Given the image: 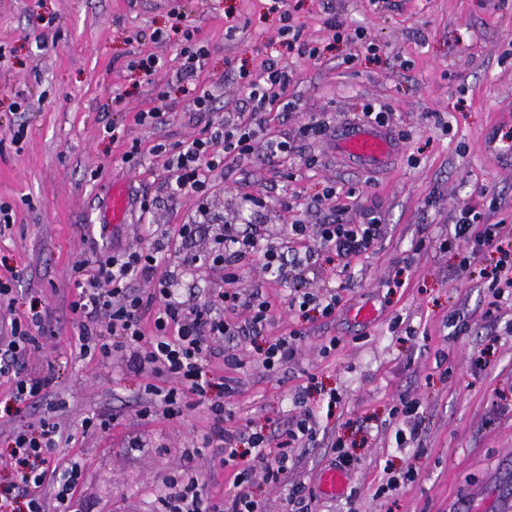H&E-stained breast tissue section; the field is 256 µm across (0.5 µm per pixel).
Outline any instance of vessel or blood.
<instances>
[{"label": "vessel or blood", "instance_id": "obj_1", "mask_svg": "<svg viewBox=\"0 0 512 512\" xmlns=\"http://www.w3.org/2000/svg\"><path fill=\"white\" fill-rule=\"evenodd\" d=\"M400 146L386 129L350 125L336 137V153L356 167H383L398 155ZM129 200L123 188H113L108 205V220L115 224L126 221Z\"/></svg>", "mask_w": 512, "mask_h": 512}]
</instances>
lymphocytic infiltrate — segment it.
Wrapping results in <instances>:
<instances>
[{
	"label": "lymphocytic infiltrate",
	"instance_id": "f902f5d3",
	"mask_svg": "<svg viewBox=\"0 0 512 512\" xmlns=\"http://www.w3.org/2000/svg\"><path fill=\"white\" fill-rule=\"evenodd\" d=\"M263 142L272 155L288 152L287 142L259 137V125L252 120L227 119L208 126L203 136L174 147L158 144L152 151L167 154L168 165L175 174V195L203 198L209 174L223 163L225 155L249 154L256 142ZM455 236L466 246L469 255L487 250L503 252L512 243V226L487 224L480 211L463 210L454 227ZM315 234L317 247L306 248L285 259L280 247L262 245L260 225L238 231L228 224L215 238L213 259L224 266V287L202 300L180 299L169 277H156V255L161 244L139 250L115 251L97 255L93 269L77 263V293L70 304L77 315L81 351L102 357L121 356L127 367L154 375H165L177 382L176 388L161 394L160 402L167 416L182 415L181 394L195 397L206 405L219 444L220 463L233 469V489L224 499L205 495L199 487L198 471L193 462L200 449L189 451L182 466V479L170 486L160 498L164 512H264V505L251 491L256 475L276 486L289 485L291 512H307L315 491L304 483H289L288 476L298 464L297 450L315 441L316 422L296 399L299 411L279 439L250 426L234 425L223 398H211L214 373L209 368L214 343L224 337L239 335L248 329L260 333L270 319L272 305L261 293H243L238 286L236 261L259 256L264 270L274 279L283 280L289 270L298 271L314 265L320 256L347 260L369 251L381 236L376 219L359 224H320L316 229L295 221L288 228V239L297 243ZM154 280L149 292L132 288L133 280ZM244 322H236V315ZM46 314L34 310L21 319H12L5 347L0 350V376L8 377L16 404L43 399L52 382L48 373H29L26 355L37 350V329L43 328ZM62 433L58 423L42 420L37 428L19 431L13 439L11 456L20 468L16 491L0 500V512H47L41 492L52 483L57 512H69V502L83 468L71 461L57 468L55 459Z\"/></svg>",
	"mask_w": 512,
	"mask_h": 512
}]
</instances>
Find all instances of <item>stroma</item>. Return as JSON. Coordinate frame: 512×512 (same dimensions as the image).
I'll use <instances>...</instances> for the list:
<instances>
[{
  "mask_svg": "<svg viewBox=\"0 0 512 512\" xmlns=\"http://www.w3.org/2000/svg\"><path fill=\"white\" fill-rule=\"evenodd\" d=\"M286 10L301 35L291 49L279 33ZM336 18L363 30L378 53L332 41ZM188 28L208 49L195 77L212 97L208 112L179 89ZM306 46L321 55H304ZM147 55L158 60L149 76L134 66ZM272 63L289 74L282 98L293 107L269 105L261 127L288 141L290 154L227 156L210 172L204 202L174 197L167 158L152 145L250 112L241 76L262 79ZM370 107L403 145L385 171L346 166L334 153L337 131L364 122ZM157 108L167 122L136 121ZM325 113L330 125L311 131ZM116 185L129 191L126 224L105 219ZM329 186L337 196L324 197ZM0 203L14 213L0 233V272L25 273L0 324L33 306L48 311L49 333L27 362L53 372L46 399L26 406L0 378V487L10 480L14 435L46 418L65 435L60 465L76 459L84 469L73 512H159L185 453L212 434L206 408L191 399L179 417L141 413L147 386L167 390L174 379L136 373L117 357L80 356L74 267L93 247L168 240L158 274L173 272L183 297L204 298L222 272L182 266V225L195 224L192 247L202 251L227 223L261 225L281 246L296 220L312 228L375 217L381 237L347 272L321 260L302 275L315 291L341 287L333 318L290 313V282L272 281L259 261L239 263L241 289L269 295L275 307L261 335L223 343L242 363L225 372L237 386L230 409L238 423L276 435L304 395L317 438L299 449L288 480L316 488L312 512H345L351 490L359 512H497L512 497V297L493 299L478 275L496 254L462 268L454 236L466 207L512 225V0H0ZM294 329L302 333L294 358L265 369L260 348ZM332 391L340 401L331 409ZM403 394L420 404L418 439L405 447L392 416ZM101 415L111 417L109 430L84 433L83 419ZM338 443L354 464L331 496L319 492V477L334 467ZM407 471L414 482L380 494L389 473ZM474 488L480 498L470 497Z\"/></svg>",
  "mask_w": 512,
  "mask_h": 512,
  "instance_id": "35a3bbf8",
  "label": "stroma"
}]
</instances>
